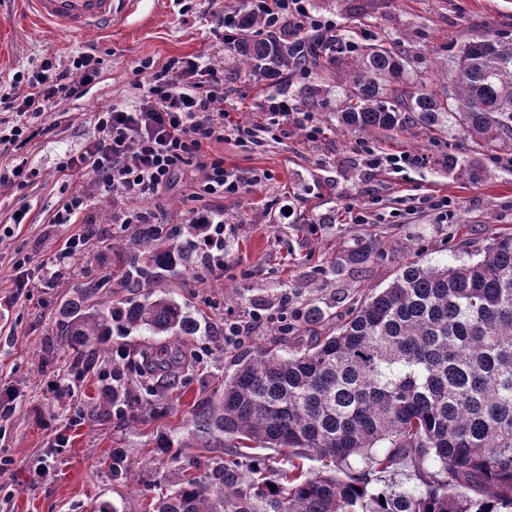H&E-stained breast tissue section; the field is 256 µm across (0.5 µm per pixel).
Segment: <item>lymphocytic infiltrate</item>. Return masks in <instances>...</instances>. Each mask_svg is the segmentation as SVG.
Segmentation results:
<instances>
[{
  "label": "lymphocytic infiltrate",
  "mask_w": 512,
  "mask_h": 512,
  "mask_svg": "<svg viewBox=\"0 0 512 512\" xmlns=\"http://www.w3.org/2000/svg\"><path fill=\"white\" fill-rule=\"evenodd\" d=\"M249 12L261 21V32L278 28L281 22L298 25L313 35L334 41L338 52L351 53L357 44L337 37L335 17L316 13L311 0H246ZM98 60L83 52L70 67L46 64L28 82V90L15 103L16 118L8 133H0V147L14 152V164L0 166V188H22L35 181L39 172L29 166L20 152L45 129L38 123L42 113L55 110L61 101L80 97L83 86L98 75ZM147 79L127 107L108 106L94 112V135L78 152L65 153L57 164L62 176L75 171L90 175L98 188L110 195L116 224L145 223L148 215L132 210L135 202L156 198L168 189L177 171L194 167L201 171L198 197L210 198L211 208L196 210L192 221L206 227L204 253L224 249L222 212L215 201L240 194L244 181L225 169L222 157L214 155V145L228 138L252 140L253 131L224 122V70L199 56L172 58L164 64L145 60L140 65ZM94 197L83 187H71L53 207L50 221L74 224L78 234L72 246H79L95 235V225L85 216Z\"/></svg>",
  "instance_id": "obj_1"
}]
</instances>
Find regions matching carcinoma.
I'll return each mask as SVG.
<instances>
[{"label":"carcinoma","mask_w":512,"mask_h":512,"mask_svg":"<svg viewBox=\"0 0 512 512\" xmlns=\"http://www.w3.org/2000/svg\"><path fill=\"white\" fill-rule=\"evenodd\" d=\"M244 13L229 57L257 81H285L302 62L315 75L344 76L341 122L355 133L430 134L448 121L475 143L512 140V38L478 37L460 48L442 88L428 75L404 78L408 54L365 43L347 58L329 43L283 24L257 37ZM303 47L296 56L291 46ZM196 246L181 245L152 224L117 244L120 287L105 300L103 278L68 288L56 306V342L74 381L93 378L113 332L194 336L198 323L165 294H141L176 269L194 267ZM374 254L360 244L345 255L362 265ZM480 259L441 268L414 261L386 288L369 294L335 330L286 356L259 350L238 359L222 394L192 412L194 430L228 460L194 473L147 504V512H512V234L492 238ZM183 353L179 342L135 365L148 390L164 386L162 364ZM128 384L104 389L85 413L134 418ZM253 443L286 451L291 462L269 478L244 473L237 458ZM324 462L312 472L301 460ZM405 464L421 486L373 484ZM276 489H271V486Z\"/></svg>","instance_id":"cac0c4a2"}]
</instances>
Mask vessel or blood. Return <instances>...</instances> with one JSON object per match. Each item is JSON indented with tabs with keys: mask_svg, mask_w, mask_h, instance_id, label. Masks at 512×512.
I'll return each instance as SVG.
<instances>
[{
	"mask_svg": "<svg viewBox=\"0 0 512 512\" xmlns=\"http://www.w3.org/2000/svg\"><path fill=\"white\" fill-rule=\"evenodd\" d=\"M136 0H27L31 15L61 34H84L109 27L113 17Z\"/></svg>",
	"mask_w": 512,
	"mask_h": 512,
	"instance_id": "1",
	"label": "vessel or blood"
}]
</instances>
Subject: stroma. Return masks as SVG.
Returning <instances> with one entry per match:
<instances>
[{"instance_id":"obj_1","label":"stroma","mask_w":512,"mask_h":512,"mask_svg":"<svg viewBox=\"0 0 512 512\" xmlns=\"http://www.w3.org/2000/svg\"><path fill=\"white\" fill-rule=\"evenodd\" d=\"M138 0L129 14L115 17L108 34L61 37L41 31L18 13L13 0H0V95L23 96L12 83L17 71L33 75L42 62L63 67L79 53L95 50L99 73L80 98L64 101L60 111L44 113L49 127L29 153L39 170L24 189H0V390L11 393L10 415L0 424V512H97L100 504L116 512H143L145 494L165 492L179 474L202 458L225 457L222 448H205L193 433L191 411L198 402L222 392L240 355L261 348L288 355L331 331L353 304L371 291L388 287L412 261L426 266L469 261L463 242L482 247L492 237L512 233V168L504 158L512 145L487 150L475 147L459 127L436 137L422 133H368L342 127L338 114L344 94L332 80H293L277 87L246 78L226 81L224 109L234 123L256 129L258 142L245 147L235 140L217 145L226 169L246 178L240 196L225 198L224 265L195 274H179L156 284L153 294L172 293L186 305L200 329L184 337L185 351L195 354L186 376L166 395L139 391L135 420H74L76 398L64 360L45 364L43 349L51 335L56 302L64 288L84 276H101L116 268L115 243L130 238L134 225L112 221V199L97 193L90 220L100 235L79 247L71 270L61 279L43 275L77 232L72 224H54L50 212L64 181L56 163L64 152L83 148L94 133L93 112L129 104L137 95L142 60L164 63L175 56H201L222 62L224 51L212 29L216 16L243 9L246 0ZM316 12L336 17L345 37L384 40L412 52L411 73L428 71L436 82L456 66L455 53L479 36L512 35V0H312ZM281 93L292 102L309 95L310 124L320 133L309 139L294 121H283L278 139L261 132L266 121L261 105ZM383 152L406 150L422 161L403 170H374L366 165L361 141ZM195 169L182 171L174 185L146 204L153 222L178 240H187V225L200 202L192 192ZM448 199V219L424 205L425 197ZM368 200L364 223L357 224L350 206ZM27 209V222L12 215ZM363 240L374 241L376 255L352 267L343 255ZM29 256L30 286H12L9 259ZM287 298L283 325L255 324L254 313L277 312ZM250 325L243 344L224 341V325ZM160 336H116L126 361L100 359V377L86 382L79 397L100 391L112 370H126L139 351L163 344ZM178 448L177 460L157 453L161 439ZM123 449L135 478H113L105 460ZM49 477H39L41 469Z\"/></svg>"}]
</instances>
